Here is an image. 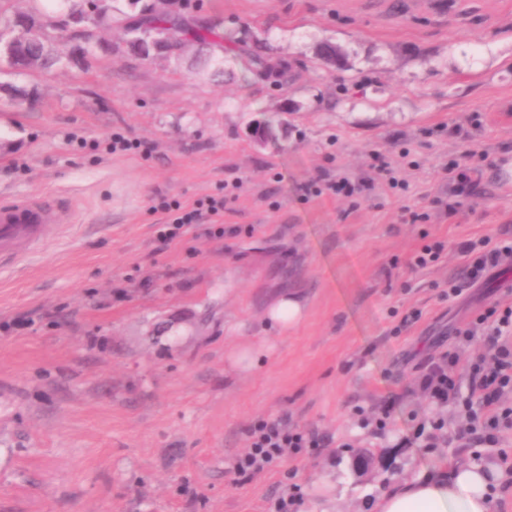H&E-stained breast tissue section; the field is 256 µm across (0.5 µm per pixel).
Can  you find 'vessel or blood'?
<instances>
[{
  "label": "vessel or blood",
  "instance_id": "b4317fda",
  "mask_svg": "<svg viewBox=\"0 0 512 512\" xmlns=\"http://www.w3.org/2000/svg\"><path fill=\"white\" fill-rule=\"evenodd\" d=\"M69 210L43 195L0 203V264H19L57 235Z\"/></svg>",
  "mask_w": 512,
  "mask_h": 512
}]
</instances>
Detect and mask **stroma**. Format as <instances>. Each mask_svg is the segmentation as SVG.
Returning <instances> with one entry per match:
<instances>
[{"instance_id": "1", "label": "stroma", "mask_w": 512, "mask_h": 512, "mask_svg": "<svg viewBox=\"0 0 512 512\" xmlns=\"http://www.w3.org/2000/svg\"><path fill=\"white\" fill-rule=\"evenodd\" d=\"M391 2L176 0L223 39L214 81L191 74L193 47L142 61L103 25L90 67L0 69L30 93L19 109L0 91V201L49 195L71 214L0 268V512H271L292 486V512H373L395 481L458 462L503 471L492 512H512V425L494 443L456 436L480 400L463 368L487 348L455 334L512 303V270L448 295L459 244L512 241V0ZM266 53L288 60V85L255 73ZM115 133L138 149L103 150ZM467 150L480 183L457 197L444 169ZM343 176L374 183L354 205L308 189ZM211 196L223 239L199 226L160 248L167 204ZM435 243L437 261L410 267ZM282 290L307 304L285 333L264 323ZM260 340L266 362L230 370ZM435 364L453 368L450 398L424 388ZM280 417L325 447L239 478L250 425ZM358 448L382 463L370 478L350 469Z\"/></svg>"}]
</instances>
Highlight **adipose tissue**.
<instances>
[{
    "instance_id": "ef3b65f1",
    "label": "adipose tissue",
    "mask_w": 512,
    "mask_h": 512,
    "mask_svg": "<svg viewBox=\"0 0 512 512\" xmlns=\"http://www.w3.org/2000/svg\"><path fill=\"white\" fill-rule=\"evenodd\" d=\"M503 477L484 466L458 463L395 484L376 502V512H491Z\"/></svg>"
}]
</instances>
